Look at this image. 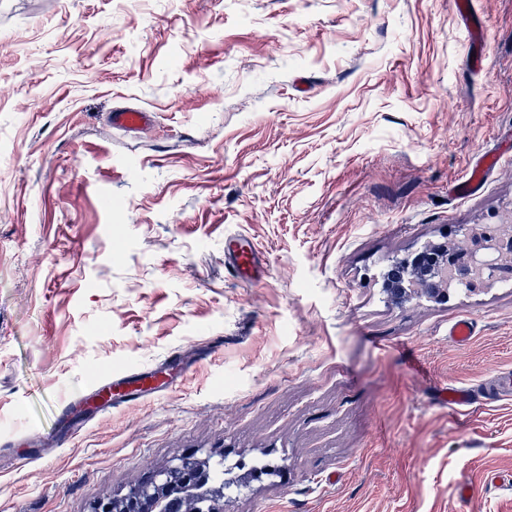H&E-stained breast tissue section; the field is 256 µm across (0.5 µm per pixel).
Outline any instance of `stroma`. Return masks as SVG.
<instances>
[{
	"instance_id": "obj_1",
	"label": "stroma",
	"mask_w": 512,
	"mask_h": 512,
	"mask_svg": "<svg viewBox=\"0 0 512 512\" xmlns=\"http://www.w3.org/2000/svg\"><path fill=\"white\" fill-rule=\"evenodd\" d=\"M473 2L478 68L456 0H0V512H93L189 455L242 479L224 512H512L485 484L512 398L437 399L512 370V284L383 280L512 225V0ZM191 350L61 444L63 401ZM152 117V113L145 109L131 107L118 108L109 114L112 127L127 132L143 129L150 124ZM224 263L249 282L260 281L264 274L265 267L259 250L240 234L224 239ZM475 334V324L467 317L454 320L448 327V338L458 346L468 345Z\"/></svg>"
}]
</instances>
